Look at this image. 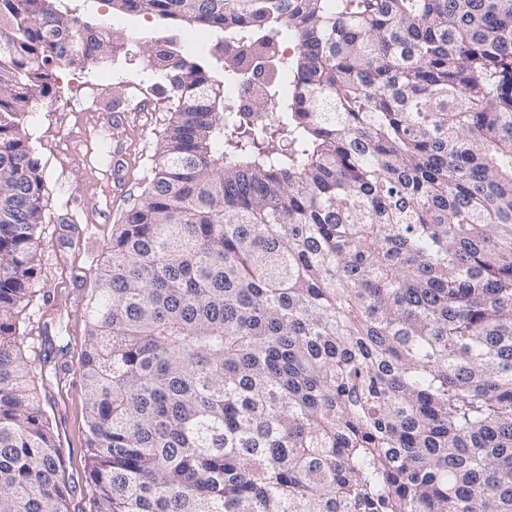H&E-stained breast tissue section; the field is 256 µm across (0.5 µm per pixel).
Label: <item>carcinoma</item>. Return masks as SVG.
Masks as SVG:
<instances>
[{"mask_svg": "<svg viewBox=\"0 0 512 512\" xmlns=\"http://www.w3.org/2000/svg\"><path fill=\"white\" fill-rule=\"evenodd\" d=\"M112 5L213 46H149L110 105L171 117L89 286L94 512H512V0ZM132 53L0 0V512L73 492L18 345L49 199L21 115Z\"/></svg>", "mask_w": 512, "mask_h": 512, "instance_id": "cac0c4a2", "label": "carcinoma"}]
</instances>
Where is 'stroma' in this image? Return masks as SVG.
<instances>
[{"label": "stroma", "instance_id": "stroma-1", "mask_svg": "<svg viewBox=\"0 0 512 512\" xmlns=\"http://www.w3.org/2000/svg\"><path fill=\"white\" fill-rule=\"evenodd\" d=\"M77 16L107 21L111 30L126 33L136 45L133 60L117 59L83 70L59 69V92L51 100L32 103L22 118L26 132L45 167L49 188L48 209L51 220L41 235L39 290L23 314L25 329L21 348L33 355L32 339L42 328H49L53 347L52 364L59 372L38 386L40 402L58 437L66 473L76 492L71 512H90L94 487L86 470V398L79 381V359L87 345L84 309L88 300L86 281L91 280L103 259V248L112 235L114 212L134 201L143 191V164L168 121L165 112H131L120 125L117 139L123 147L127 189L112 196L113 211L93 226L64 224V204L79 200L82 189L81 168L69 165L65 156L64 134L70 133L77 120L64 101L79 96L83 102L99 100L101 106L112 101V88L122 80H150L151 68L143 55L145 46L156 40L176 37L187 44L185 30L165 28L149 16H129L113 10L110 0H72Z\"/></svg>", "mask_w": 512, "mask_h": 512}]
</instances>
